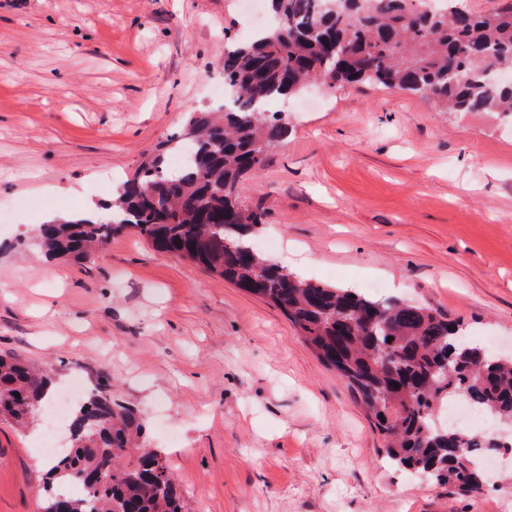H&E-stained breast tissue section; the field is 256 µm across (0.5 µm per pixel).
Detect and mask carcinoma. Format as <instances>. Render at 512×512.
<instances>
[{
    "label": "carcinoma",
    "mask_w": 512,
    "mask_h": 512,
    "mask_svg": "<svg viewBox=\"0 0 512 512\" xmlns=\"http://www.w3.org/2000/svg\"><path fill=\"white\" fill-rule=\"evenodd\" d=\"M438 2L270 0L274 24L224 50V105L189 113L120 186L109 219L47 222L36 238L47 257L82 264L132 232L278 308L362 397L390 462L467 497L487 482L474 456L512 455V355L463 343L459 325L430 309L288 272L254 245L263 214L240 204L244 177L260 173L288 132L275 105L319 75L408 92L445 112L512 114V84L497 81L512 67V0L484 13ZM52 383L50 368L0 355V418L27 426ZM461 397L501 433L437 429L434 417ZM142 430L141 416L110 393L88 394L71 412L73 446L55 455L42 512H182L183 490L161 452L139 447Z\"/></svg>",
    "instance_id": "carcinoma-1"
}]
</instances>
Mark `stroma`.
Listing matches in <instances>:
<instances>
[{
	"mask_svg": "<svg viewBox=\"0 0 512 512\" xmlns=\"http://www.w3.org/2000/svg\"><path fill=\"white\" fill-rule=\"evenodd\" d=\"M268 0H0V354L55 369L143 416L184 512H512V469L463 497L392 466L355 390L282 312L133 234L90 260L45 258L53 216L106 201L215 108L228 43ZM287 137L243 207L265 212L269 258L312 282L426 306L470 341L512 346V118L442 112L365 84L282 104ZM29 431L0 421V512H39Z\"/></svg>",
	"mask_w": 512,
	"mask_h": 512,
	"instance_id": "stroma-1",
	"label": "stroma"
}]
</instances>
